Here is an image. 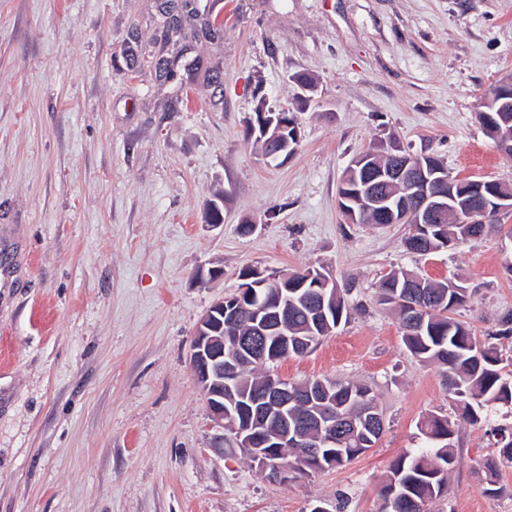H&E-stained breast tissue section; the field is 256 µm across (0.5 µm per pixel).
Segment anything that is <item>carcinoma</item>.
Here are the masks:
<instances>
[{
  "label": "carcinoma",
  "instance_id": "carcinoma-1",
  "mask_svg": "<svg viewBox=\"0 0 512 512\" xmlns=\"http://www.w3.org/2000/svg\"><path fill=\"white\" fill-rule=\"evenodd\" d=\"M493 227L490 222L462 224L457 213L450 211L441 224H426L415 234H409L406 250L423 254L428 249H440L453 240L476 243ZM310 269L286 271L278 278L263 274L255 278L261 287L252 298L232 299L239 307L233 326L224 328V353L238 352L241 340L251 335L254 309L262 306L280 313L282 329L288 336L270 331L261 338L267 356L282 359L308 353L322 338L330 335L348 317L343 290L326 293L324 312H319L321 289L303 285ZM379 301L400 315L402 340L410 355L421 363H435L444 368L448 389L461 410V417L471 423H487L499 445L500 454L512 462V425L497 424L493 414L499 408L512 410V370H505L497 347L481 341L454 314L466 302V288H450L448 283L419 277L406 271L389 273L379 284ZM421 307L418 322H407L410 305ZM274 362L246 364L238 372L237 384L224 389V404L240 402L271 380ZM324 384L336 407V417L357 421V427L344 432L336 446L326 448L320 457L308 458L302 448H260L258 453L267 461L266 476H271L275 464L285 458L297 464L299 474L322 472L344 465L364 454L380 439L384 424L369 387L352 381L312 379L288 387L313 388ZM328 421L321 417L307 418V409L300 402L288 407V427L300 428L312 434L325 430ZM421 444L398 456L390 466L388 479L400 481L409 499L388 512H423L427 502L440 503L448 497V473L456 462L453 438L456 423L445 416L429 415L418 424Z\"/></svg>",
  "mask_w": 512,
  "mask_h": 512
}]
</instances>
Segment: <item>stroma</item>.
<instances>
[{
  "label": "stroma",
  "instance_id": "obj_1",
  "mask_svg": "<svg viewBox=\"0 0 512 512\" xmlns=\"http://www.w3.org/2000/svg\"><path fill=\"white\" fill-rule=\"evenodd\" d=\"M161 2L0 0V512H381L431 413L456 424L453 512H512V463L377 300L394 270L455 280L456 318L511 359L512 211L418 255L407 225L347 223L338 197L351 160L393 142L512 183L477 117L512 76V0H195L178 38ZM300 72L318 87L305 106ZM262 110L297 118L278 166ZM312 266L349 316L275 371L368 385L385 429L341 467L274 483L211 448L189 355L243 270Z\"/></svg>",
  "mask_w": 512,
  "mask_h": 512
}]
</instances>
